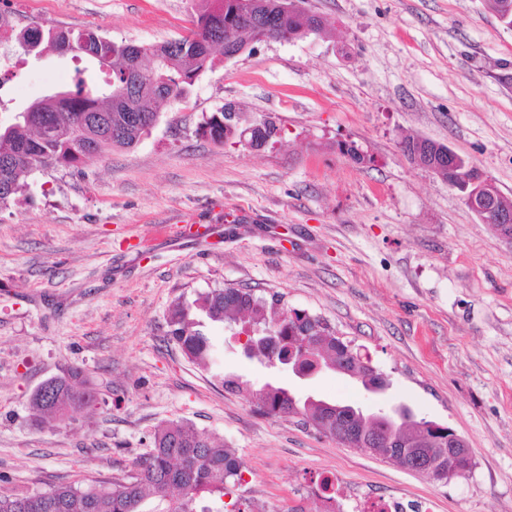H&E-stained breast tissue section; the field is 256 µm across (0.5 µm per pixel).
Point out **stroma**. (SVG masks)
<instances>
[{
	"mask_svg": "<svg viewBox=\"0 0 512 512\" xmlns=\"http://www.w3.org/2000/svg\"><path fill=\"white\" fill-rule=\"evenodd\" d=\"M327 29L262 42L200 75L129 148L80 168L38 169L0 208V476L43 491L126 477L153 431L185 420L242 459L224 512H324L331 477L345 512L398 495L434 512H512V243L459 194L411 163L405 136L447 145L512 199V29L485 0H301ZM204 0H0L12 25L92 29L117 43L180 38ZM76 67L55 52L18 69L8 125ZM232 103L270 116L278 142H212L201 126ZM356 143L363 161L340 154ZM195 216L206 240L159 241ZM224 287L279 296L324 319L388 389L326 371L302 381L240 355L208 325L215 363L168 337L177 298ZM81 368L95 415L37 423L31 395ZM236 375L339 404L390 409L453 429L473 468L437 481L298 418L263 416Z\"/></svg>",
	"mask_w": 512,
	"mask_h": 512,
	"instance_id": "obj_1",
	"label": "stroma"
}]
</instances>
